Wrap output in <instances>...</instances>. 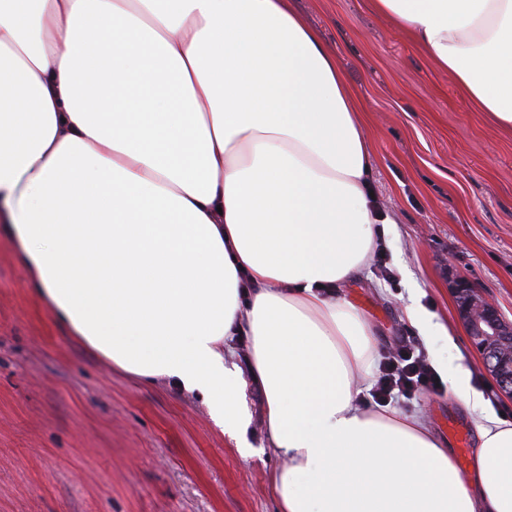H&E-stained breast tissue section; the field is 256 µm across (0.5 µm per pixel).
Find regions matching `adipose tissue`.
I'll use <instances>...</instances> for the list:
<instances>
[{"instance_id":"obj_1","label":"adipose tissue","mask_w":512,"mask_h":512,"mask_svg":"<svg viewBox=\"0 0 512 512\" xmlns=\"http://www.w3.org/2000/svg\"><path fill=\"white\" fill-rule=\"evenodd\" d=\"M512 130V0H371ZM363 101L288 0H0V233L53 321L238 437L258 392L279 512H512V422L469 470L369 411L377 342L337 301L388 216ZM249 342L246 366L233 342Z\"/></svg>"}]
</instances>
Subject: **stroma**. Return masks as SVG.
I'll return each mask as SVG.
<instances>
[{"label":"stroma","instance_id":"obj_1","mask_svg":"<svg viewBox=\"0 0 512 512\" xmlns=\"http://www.w3.org/2000/svg\"><path fill=\"white\" fill-rule=\"evenodd\" d=\"M365 100L377 204L391 219L381 256L336 290L373 331L379 354L407 339L438 357L443 388L390 407L421 414L439 440L449 424L477 446L448 383L465 369L490 411L512 421L457 318L449 274L467 278L512 321V133L458 92L370 0H292ZM421 311L436 324L425 336ZM243 456L199 395L145 384L66 335L32 296L0 240V512H278L263 402L250 392Z\"/></svg>","mask_w":512,"mask_h":512}]
</instances>
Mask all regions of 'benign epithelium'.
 I'll use <instances>...</instances> for the list:
<instances>
[{
  "mask_svg": "<svg viewBox=\"0 0 512 512\" xmlns=\"http://www.w3.org/2000/svg\"><path fill=\"white\" fill-rule=\"evenodd\" d=\"M456 311L473 347L480 353L485 370L500 391L512 397V321L462 276L450 281Z\"/></svg>",
  "mask_w": 512,
  "mask_h": 512,
  "instance_id": "7a95c632",
  "label": "benign epithelium"
}]
</instances>
